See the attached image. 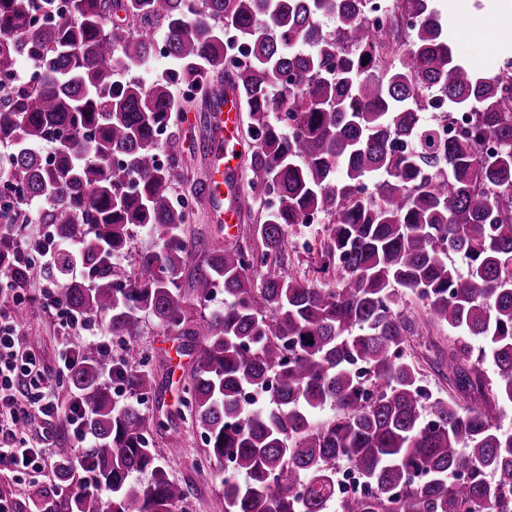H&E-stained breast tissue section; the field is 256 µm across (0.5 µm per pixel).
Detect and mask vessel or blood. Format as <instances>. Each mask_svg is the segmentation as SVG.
<instances>
[{"label": "vessel or blood", "instance_id": "b4317fda", "mask_svg": "<svg viewBox=\"0 0 512 512\" xmlns=\"http://www.w3.org/2000/svg\"><path fill=\"white\" fill-rule=\"evenodd\" d=\"M241 101L239 85H228L224 91L209 98L206 116L208 137L204 149L210 172L204 196L212 208L216 223L230 228L241 221V207L230 187L231 182L237 178L233 162L241 121Z\"/></svg>", "mask_w": 512, "mask_h": 512}]
</instances>
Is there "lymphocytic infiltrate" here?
<instances>
[{
	"label": "lymphocytic infiltrate",
	"mask_w": 512,
	"mask_h": 512,
	"mask_svg": "<svg viewBox=\"0 0 512 512\" xmlns=\"http://www.w3.org/2000/svg\"><path fill=\"white\" fill-rule=\"evenodd\" d=\"M24 301V296L16 293L10 304L0 306V467L35 477L53 464L50 425L58 414V404L42 359L25 343L15 317V306ZM34 413L46 424L37 439L24 430Z\"/></svg>",
	"instance_id": "obj_1"
}]
</instances>
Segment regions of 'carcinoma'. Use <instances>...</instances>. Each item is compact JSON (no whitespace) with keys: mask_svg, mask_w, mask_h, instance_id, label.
I'll list each match as a JSON object with an SVG mask.
<instances>
[{"mask_svg":"<svg viewBox=\"0 0 512 512\" xmlns=\"http://www.w3.org/2000/svg\"><path fill=\"white\" fill-rule=\"evenodd\" d=\"M53 2L0 0V289L39 278L111 336L134 339L149 318L180 340L194 365L177 412L204 437L224 512H512V433L498 425L512 406V67L469 68L431 0L392 4L379 30L377 0ZM159 31L172 68L120 80ZM216 73L247 103L248 184L278 204L248 225L253 247L206 252L190 304L177 277L193 202L174 195L179 156L158 157L173 87L207 95ZM430 110L466 128L446 138ZM315 219V264L284 274L289 232ZM34 224L54 235L52 269L36 268ZM136 228L157 247L128 264ZM73 264L87 280L68 279ZM408 293L425 317L401 306ZM434 328L448 332L449 397L407 352L415 337L435 345ZM103 366L89 339L68 375L92 447L79 473L73 449H55L63 512H177L189 489L141 408L154 374L112 363L137 395L119 402ZM271 385L265 404L242 402ZM343 461L363 485L348 498Z\"/></svg>","mask_w":512,"mask_h":512,"instance_id":"obj_1","label":"carcinoma"}]
</instances>
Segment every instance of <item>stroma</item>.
<instances>
[{"mask_svg":"<svg viewBox=\"0 0 512 512\" xmlns=\"http://www.w3.org/2000/svg\"><path fill=\"white\" fill-rule=\"evenodd\" d=\"M442 16L447 17L450 35L459 56L477 72L488 73L503 62L502 51L487 41L462 33V23L467 19H482L497 13L512 10V0H488L485 7H477L476 0H435ZM176 98L182 105L172 117L176 131L173 141L165 143V152H177L185 173L191 177L190 184L176 186V196L189 194L191 187L202 186L208 169L202 150L206 136L204 114L206 101L201 95L185 99L183 89H176ZM193 244L191 261L186 264L178 282L183 292H190L194 264L201 258L202 245L224 243V225L214 223L208 205L197 200L195 214L186 229ZM41 281H32L27 293L31 301L21 326L26 336L40 352L48 369H56L57 355L66 340L59 327L55 312L45 309L41 300ZM113 360L128 362L143 361L151 369L158 383L165 386L164 401L167 409H174L193 367V359L178 350L174 337L166 335L154 323H147L142 336L133 341L113 339ZM150 438L159 457L164 458L170 474L186 483L189 488L184 504L186 512H224L222 487L214 471L205 460L204 439L190 423L173 419L166 427L150 426ZM0 501L8 505L10 512H53L60 498L54 474L36 479L18 480L12 474L0 470Z\"/></svg>","mask_w":512,"mask_h":512,"instance_id":"35a3bbf8","label":"stroma"}]
</instances>
